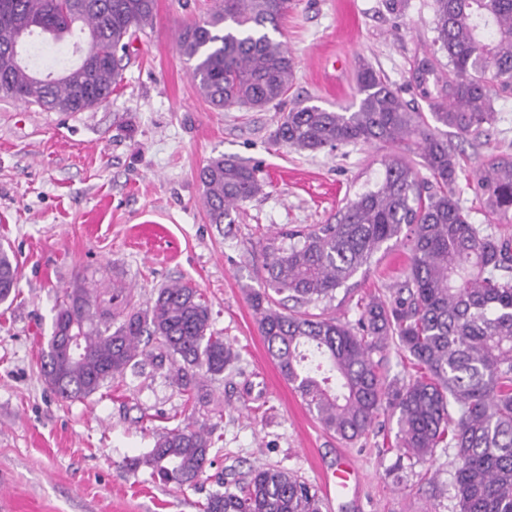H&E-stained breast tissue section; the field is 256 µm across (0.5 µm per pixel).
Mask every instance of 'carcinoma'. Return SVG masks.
Returning a JSON list of instances; mask_svg holds the SVG:
<instances>
[{"label":"carcinoma","mask_w":512,"mask_h":512,"mask_svg":"<svg viewBox=\"0 0 512 512\" xmlns=\"http://www.w3.org/2000/svg\"><path fill=\"white\" fill-rule=\"evenodd\" d=\"M290 6L291 0H221L208 18L179 32L178 51L214 109L282 104L295 62L271 33ZM154 17L155 0H0V96L55 112L101 105L122 81L128 40ZM78 23L88 58L55 78L23 64V35L59 42ZM433 24V48L412 73L425 94L434 81L430 113L414 111L368 63L357 70L356 102L336 111L296 102L282 111L273 132L278 144L311 152L399 145L417 151L421 164L391 155L376 188L348 201L332 221L283 233L292 240L286 247L268 243L264 288L249 301L280 373L326 430L353 442L388 410L397 416L398 447L407 459L454 450L456 512H512V239L472 223L460 205L463 168L442 131L478 139L496 121L495 97L512 91V0H434ZM440 54L448 58L446 78L437 76ZM199 180L212 224L234 223L232 213L264 188L256 168L222 156L200 169ZM466 186L488 220L512 224V157H491ZM391 241L408 253L392 299L371 298L354 325L304 311L334 300ZM18 278L14 257L0 247V302ZM116 293L122 305L109 309L86 288L66 290L39 364L58 397L86 398L149 365L171 374L195 400L199 379L224 374L236 358L211 330L198 289L167 284L143 309L131 306L125 289ZM60 329L77 336L79 356L56 346ZM392 342L415 374L381 371ZM216 443L205 426L177 425L126 468L145 467L165 484L194 487L212 465ZM204 510L321 512L309 483L274 467L252 470L236 492L209 494Z\"/></svg>","instance_id":"1"}]
</instances>
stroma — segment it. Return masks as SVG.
Segmentation results:
<instances>
[{"mask_svg":"<svg viewBox=\"0 0 512 512\" xmlns=\"http://www.w3.org/2000/svg\"><path fill=\"white\" fill-rule=\"evenodd\" d=\"M294 2L276 35L296 62L287 102L350 104L365 61L416 111H429L411 74L431 48L433 0H409L401 15L385 0ZM218 4L156 0L153 26L127 49L122 82L94 109L47 112L0 97V244L20 269L16 294L0 302V512H203L209 493L251 469L281 468L318 488L343 456L357 474L323 501L322 512H455L452 450L399 465L396 420L386 413L368 435L341 440L309 412L267 351L247 298L262 286L267 240L327 223L375 187L394 148L297 152L271 140L280 107L212 109L176 38ZM38 44L33 63L44 75L76 64L86 47L78 32ZM495 110L487 136L448 135L466 171L512 155V92L497 97ZM218 156L257 167L266 183L231 224L209 223L197 178ZM406 266L402 246L381 249L321 312L356 322L371 296L391 295ZM174 281L202 293L213 329L236 354L223 377L206 384L222 413L187 404L162 370L126 375L73 401L46 388L38 359L64 289L89 288L108 306L113 287L128 288L142 307ZM188 422L220 438L199 487L162 483L144 467L126 470L164 429Z\"/></svg>","mask_w":512,"mask_h":512,"instance_id":"obj_1","label":"stroma"}]
</instances>
